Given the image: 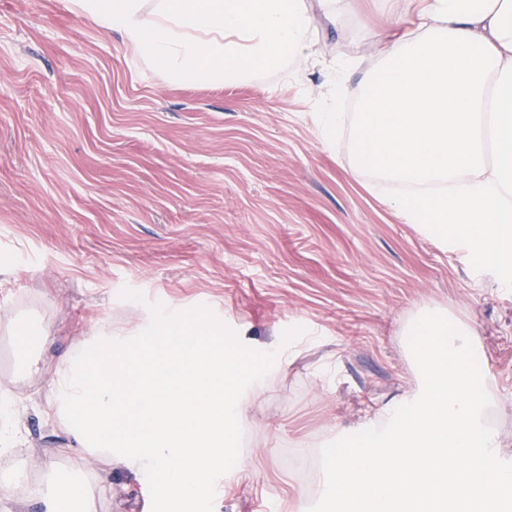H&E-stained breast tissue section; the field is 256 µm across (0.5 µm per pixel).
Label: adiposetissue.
<instances>
[{"label":"adipose tissue","instance_id":"1","mask_svg":"<svg viewBox=\"0 0 512 512\" xmlns=\"http://www.w3.org/2000/svg\"><path fill=\"white\" fill-rule=\"evenodd\" d=\"M386 25L379 67L353 93L340 62L320 95L324 137L343 98L357 100L355 166L410 185L387 203L405 223L445 245L464 244L512 278V0H380ZM76 15L119 33L131 57L168 81L221 86L318 56L305 0H71Z\"/></svg>","mask_w":512,"mask_h":512}]
</instances>
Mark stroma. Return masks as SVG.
Here are the masks:
<instances>
[{
  "label": "stroma",
  "instance_id": "stroma-1",
  "mask_svg": "<svg viewBox=\"0 0 512 512\" xmlns=\"http://www.w3.org/2000/svg\"><path fill=\"white\" fill-rule=\"evenodd\" d=\"M344 3L318 23L327 62L177 87L69 0H0V337L22 324L53 331L0 364V397L18 413L0 479L70 468L67 421L43 408L87 319L116 336L148 321L119 299L125 286L177 311L209 306L259 350L308 330L265 376L215 512L314 504L322 447L417 390L406 337L427 309L475 331L492 427L512 456V285L404 223L384 200L392 184L356 172L348 132L322 136L328 61H353L354 88L378 64L374 0ZM81 473L89 512H143L150 499L146 477L100 453Z\"/></svg>",
  "mask_w": 512,
  "mask_h": 512
}]
</instances>
